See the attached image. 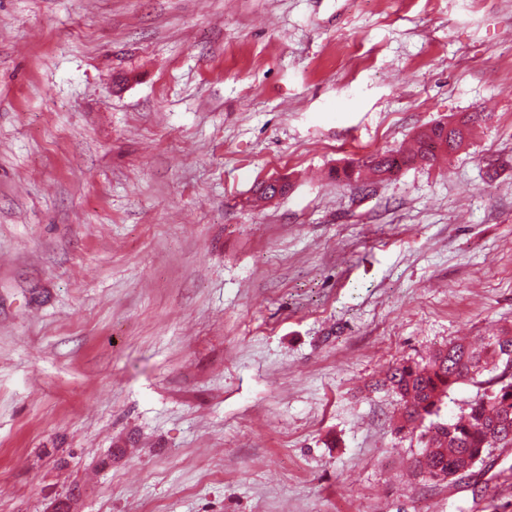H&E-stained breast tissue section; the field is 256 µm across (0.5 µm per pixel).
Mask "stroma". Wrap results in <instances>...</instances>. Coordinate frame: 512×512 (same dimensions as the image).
I'll list each match as a JSON object with an SVG mask.
<instances>
[{
  "label": "stroma",
  "mask_w": 512,
  "mask_h": 512,
  "mask_svg": "<svg viewBox=\"0 0 512 512\" xmlns=\"http://www.w3.org/2000/svg\"><path fill=\"white\" fill-rule=\"evenodd\" d=\"M503 324L512 0H0V512H486L374 383ZM479 117L481 114L475 113L459 120L438 121L415 135L412 151L396 149L374 154L357 166V172L356 166L344 168L343 177L351 180L356 174L358 178L361 168H366L376 179L383 181L416 162L432 165L440 157L449 155V150L466 144L471 127L479 121Z\"/></svg>",
  "instance_id": "obj_1"
}]
</instances>
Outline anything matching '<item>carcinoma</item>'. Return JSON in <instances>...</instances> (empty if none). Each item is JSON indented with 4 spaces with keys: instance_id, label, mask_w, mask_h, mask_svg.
<instances>
[{
    "instance_id": "cac0c4a2",
    "label": "carcinoma",
    "mask_w": 512,
    "mask_h": 512,
    "mask_svg": "<svg viewBox=\"0 0 512 512\" xmlns=\"http://www.w3.org/2000/svg\"><path fill=\"white\" fill-rule=\"evenodd\" d=\"M479 114L458 120L438 121L419 131L413 150H388L362 162L383 181L417 162L429 165L468 141ZM470 381L478 387L467 411L451 422L436 423L445 398L454 387ZM382 385L401 401L397 430L419 432L421 452L412 462L415 474L425 481L460 483L476 468L500 479L493 448H512V326H503L476 348L462 340L436 349L421 365L404 360L385 373Z\"/></svg>"
}]
</instances>
